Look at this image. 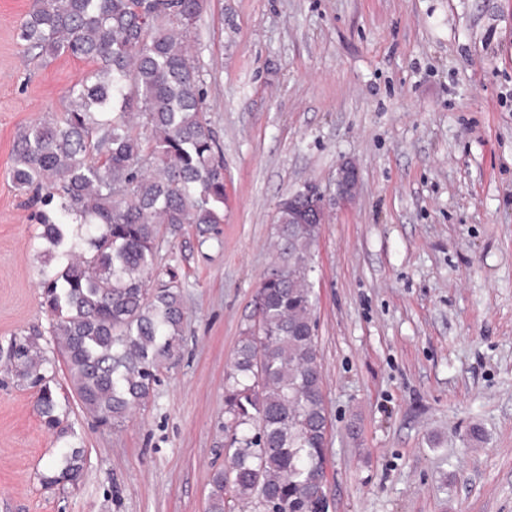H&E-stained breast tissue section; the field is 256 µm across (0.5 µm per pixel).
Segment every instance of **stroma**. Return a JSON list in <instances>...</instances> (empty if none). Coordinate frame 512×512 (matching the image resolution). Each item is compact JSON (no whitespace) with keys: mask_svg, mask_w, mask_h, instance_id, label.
Returning a JSON list of instances; mask_svg holds the SVG:
<instances>
[{"mask_svg":"<svg viewBox=\"0 0 512 512\" xmlns=\"http://www.w3.org/2000/svg\"><path fill=\"white\" fill-rule=\"evenodd\" d=\"M33 0H0V350L55 357L44 245L13 145L60 117L87 62L27 53ZM224 156V222L167 235L185 320L145 405L68 420L0 367V512H207L224 462V376L275 259L279 203L316 187L310 251L330 420L327 512H512V0H208L192 33ZM359 183L334 197L343 163ZM83 449L74 486L40 475Z\"/></svg>","mask_w":512,"mask_h":512,"instance_id":"stroma-1","label":"stroma"}]
</instances>
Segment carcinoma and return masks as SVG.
<instances>
[{
	"mask_svg": "<svg viewBox=\"0 0 512 512\" xmlns=\"http://www.w3.org/2000/svg\"><path fill=\"white\" fill-rule=\"evenodd\" d=\"M207 0H33L19 39L40 57L94 67L70 90L59 120L19 135L12 178L35 191L45 256L41 304L82 408L119 422L149 398L179 353L185 318L176 269L157 265L163 230L224 223V161L204 117L203 78L191 34ZM276 218L277 254L257 290L255 319L224 378L229 466L212 476L208 512H227L226 490L266 512H310L326 488L327 413L307 285L320 226L288 231ZM6 360L35 389L42 424L64 420L51 361L27 337ZM79 448L62 452L47 486L76 485Z\"/></svg>",
	"mask_w": 512,
	"mask_h": 512,
	"instance_id": "carcinoma-1",
	"label": "carcinoma"
}]
</instances>
